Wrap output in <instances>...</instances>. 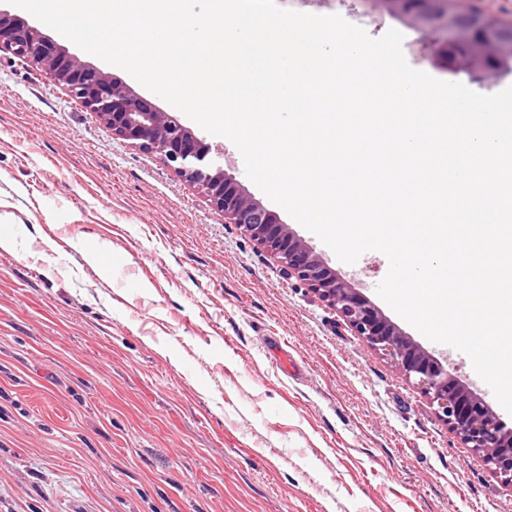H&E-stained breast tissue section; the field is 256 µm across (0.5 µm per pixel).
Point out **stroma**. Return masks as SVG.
Returning <instances> with one entry per match:
<instances>
[{"label":"stroma","mask_w":512,"mask_h":512,"mask_svg":"<svg viewBox=\"0 0 512 512\" xmlns=\"http://www.w3.org/2000/svg\"><path fill=\"white\" fill-rule=\"evenodd\" d=\"M374 38L419 32L345 0ZM391 322L512 414L466 354L340 261ZM0 512H512L420 389L154 154L0 56ZM283 337L304 374L266 347Z\"/></svg>","instance_id":"35a3bbf8"}]
</instances>
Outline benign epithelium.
I'll use <instances>...</instances> for the list:
<instances>
[{"mask_svg":"<svg viewBox=\"0 0 512 512\" xmlns=\"http://www.w3.org/2000/svg\"><path fill=\"white\" fill-rule=\"evenodd\" d=\"M368 4L380 14L402 18L421 33L419 56L437 70L464 74L481 87L512 75L511 62L496 56L473 57L464 51L456 34L471 27L470 15L448 8V0H368ZM2 52L41 69L96 114L113 137L156 154L197 189L224 214V223L239 225L273 255L284 278L306 284L355 335L414 381L437 417L465 447L482 457L501 485L512 489V428L447 366L387 320L348 280L337 276L274 211L226 173L201 132L182 124L111 73L84 63L37 26L0 9Z\"/></svg>","mask_w":512,"mask_h":512,"instance_id":"obj_1","label":"benign epithelium"}]
</instances>
